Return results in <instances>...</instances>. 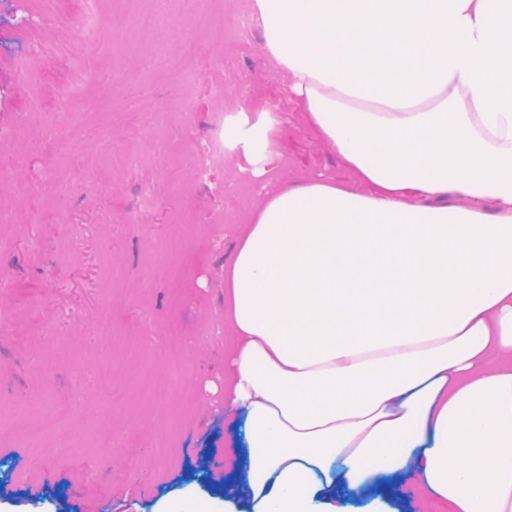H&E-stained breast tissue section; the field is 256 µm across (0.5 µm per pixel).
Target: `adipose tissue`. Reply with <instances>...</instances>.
<instances>
[{
    "label": "adipose tissue",
    "mask_w": 512,
    "mask_h": 512,
    "mask_svg": "<svg viewBox=\"0 0 512 512\" xmlns=\"http://www.w3.org/2000/svg\"><path fill=\"white\" fill-rule=\"evenodd\" d=\"M262 49L349 172L268 191L224 267V402L245 419L221 512H381L416 472L512 512V0H249ZM278 108L224 153L266 180Z\"/></svg>",
    "instance_id": "adipose-tissue-1"
}]
</instances>
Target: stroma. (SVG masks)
Masks as SVG:
<instances>
[{
    "label": "stroma",
    "mask_w": 512,
    "mask_h": 512,
    "mask_svg": "<svg viewBox=\"0 0 512 512\" xmlns=\"http://www.w3.org/2000/svg\"><path fill=\"white\" fill-rule=\"evenodd\" d=\"M243 7L102 0L86 45L83 0H0V512H58L60 496L72 512L224 498L244 428L205 385L224 374V266L262 188L201 144L223 143L238 102L277 100L271 185L349 178L286 102ZM146 9L165 18L147 35ZM80 55L96 83L57 111ZM161 376L165 418L147 399ZM53 411L55 434L14 444L16 422Z\"/></svg>",
    "instance_id": "1"
}]
</instances>
